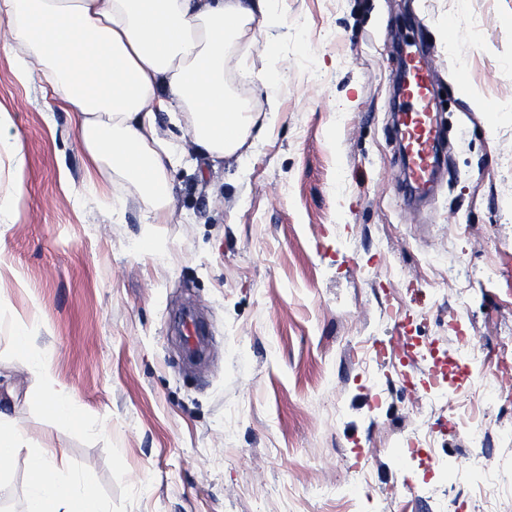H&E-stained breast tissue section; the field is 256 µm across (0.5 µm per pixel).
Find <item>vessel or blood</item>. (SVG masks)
Wrapping results in <instances>:
<instances>
[{"label":"vessel or blood","mask_w":512,"mask_h":512,"mask_svg":"<svg viewBox=\"0 0 512 512\" xmlns=\"http://www.w3.org/2000/svg\"><path fill=\"white\" fill-rule=\"evenodd\" d=\"M406 71L409 77L404 90L406 109L400 125V137L406 150L403 170L409 181V190L422 194L429 190L432 173L439 161V131L433 110L428 56L424 48L408 52ZM178 329L189 354L203 351L205 338L192 312L182 314Z\"/></svg>","instance_id":"b4317fda"}]
</instances>
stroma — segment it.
<instances>
[{
  "mask_svg": "<svg viewBox=\"0 0 512 512\" xmlns=\"http://www.w3.org/2000/svg\"><path fill=\"white\" fill-rule=\"evenodd\" d=\"M255 29L227 78L245 97L241 72L269 82L265 130L240 161L187 157L167 224L145 223L122 180L111 219L69 114L0 53L25 154L21 205L0 221V393L104 512H512V386L491 383L494 358L512 360V0H274ZM400 36L430 51L451 128L415 203ZM188 303L215 342L195 367L168 328ZM415 324L447 356L461 335L492 361L408 391L432 365L402 344ZM366 337L400 341L395 360L359 368ZM62 391L77 421L47 413ZM463 396L487 446L458 424ZM417 427L430 445L412 461ZM27 457L0 473V512H21Z\"/></svg>",
  "mask_w": 512,
  "mask_h": 512,
  "instance_id": "1",
  "label": "stroma"
}]
</instances>
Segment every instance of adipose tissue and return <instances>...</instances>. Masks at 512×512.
Here are the masks:
<instances>
[{"label":"adipose tissue","instance_id":"ef3b65f1","mask_svg":"<svg viewBox=\"0 0 512 512\" xmlns=\"http://www.w3.org/2000/svg\"><path fill=\"white\" fill-rule=\"evenodd\" d=\"M271 0H0V52L19 78L44 83L72 116L104 181L129 182L147 221L167 223L169 171L185 144L210 160L247 145L257 117L226 80V64L256 39ZM67 457L28 455L25 512H102L64 481Z\"/></svg>","mask_w":512,"mask_h":512}]
</instances>
